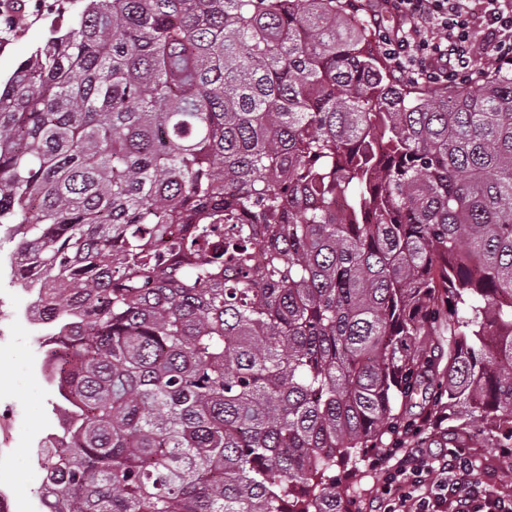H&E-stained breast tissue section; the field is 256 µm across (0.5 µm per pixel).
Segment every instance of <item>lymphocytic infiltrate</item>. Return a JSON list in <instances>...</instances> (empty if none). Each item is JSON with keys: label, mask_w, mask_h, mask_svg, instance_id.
<instances>
[{"label": "lymphocytic infiltrate", "mask_w": 512, "mask_h": 512, "mask_svg": "<svg viewBox=\"0 0 512 512\" xmlns=\"http://www.w3.org/2000/svg\"><path fill=\"white\" fill-rule=\"evenodd\" d=\"M398 17L384 52L403 77L432 86L512 70V0H384ZM370 512H512V497L462 480L470 455L456 445L389 448Z\"/></svg>", "instance_id": "1"}]
</instances>
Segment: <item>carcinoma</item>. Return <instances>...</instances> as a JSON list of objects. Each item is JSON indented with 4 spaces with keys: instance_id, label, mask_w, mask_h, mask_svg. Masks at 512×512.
<instances>
[{
    "instance_id": "carcinoma-1",
    "label": "carcinoma",
    "mask_w": 512,
    "mask_h": 512,
    "mask_svg": "<svg viewBox=\"0 0 512 512\" xmlns=\"http://www.w3.org/2000/svg\"><path fill=\"white\" fill-rule=\"evenodd\" d=\"M5 224L53 512H349L417 395L512 446L509 72L409 88L341 0H86L0 85Z\"/></svg>"
}]
</instances>
